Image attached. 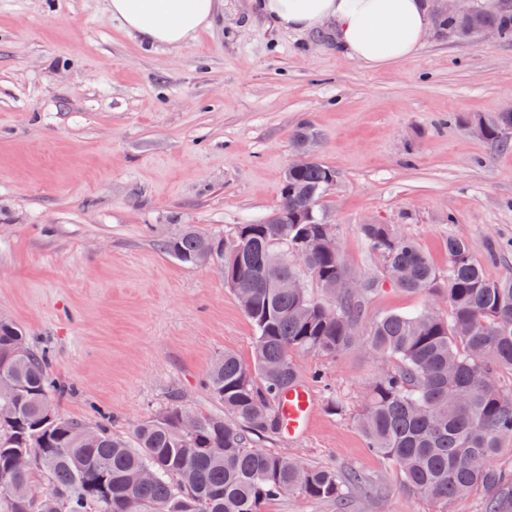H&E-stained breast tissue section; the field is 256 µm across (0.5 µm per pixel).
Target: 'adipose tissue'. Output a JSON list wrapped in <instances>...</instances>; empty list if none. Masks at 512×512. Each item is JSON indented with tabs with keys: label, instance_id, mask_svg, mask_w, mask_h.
Listing matches in <instances>:
<instances>
[{
	"label": "adipose tissue",
	"instance_id": "ef3b65f1",
	"mask_svg": "<svg viewBox=\"0 0 512 512\" xmlns=\"http://www.w3.org/2000/svg\"><path fill=\"white\" fill-rule=\"evenodd\" d=\"M216 0H110L108 10L150 45L180 47L207 28ZM274 27L329 29L358 63L378 69L413 56L434 21L430 0H260Z\"/></svg>",
	"mask_w": 512,
	"mask_h": 512
}]
</instances>
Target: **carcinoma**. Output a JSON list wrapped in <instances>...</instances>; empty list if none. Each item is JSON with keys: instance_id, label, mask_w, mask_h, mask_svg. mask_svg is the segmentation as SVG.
Returning <instances> with one entry per match:
<instances>
[{"instance_id": "carcinoma-1", "label": "carcinoma", "mask_w": 512, "mask_h": 512, "mask_svg": "<svg viewBox=\"0 0 512 512\" xmlns=\"http://www.w3.org/2000/svg\"><path fill=\"white\" fill-rule=\"evenodd\" d=\"M440 25L460 36L488 27L512 38V10L480 5ZM472 124L483 139L512 145V112L479 115ZM329 171L316 158L290 163L278 209L237 225L227 243L189 224L161 242L190 265L227 250L225 287L251 297L243 310L255 331L253 366L230 351L215 360L204 386L223 411L197 414L192 433L181 428L186 408L176 400L130 437L112 432L108 416L89 425L60 414L57 403L71 387L50 374L47 352L31 348L17 324L0 321V385L11 388L0 394V512H263L290 492L312 503H345L367 485L355 470L306 465L260 442L282 431L278 400L299 377L294 354L335 358L360 342L392 367L371 382L359 428L400 472L404 489L434 512H448V501L473 491L481 512H512V468L496 463L512 439V396L498 386L502 372L512 374V275L488 278L468 243L450 237L443 279L414 239L390 224H363L384 278L409 293L443 292L448 315L392 312L359 337L376 280L346 287L351 271L332 244L336 225L294 221L304 201L324 216ZM295 245L305 250L302 265L290 251ZM315 288L328 299L315 298ZM19 451L31 456L26 472L12 469ZM144 468L156 473L146 484L138 480ZM34 483L47 488L37 500L29 495Z\"/></svg>"}]
</instances>
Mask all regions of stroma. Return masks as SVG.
I'll use <instances>...</instances> for the list:
<instances>
[{
	"instance_id": "1",
	"label": "stroma",
	"mask_w": 512,
	"mask_h": 512,
	"mask_svg": "<svg viewBox=\"0 0 512 512\" xmlns=\"http://www.w3.org/2000/svg\"><path fill=\"white\" fill-rule=\"evenodd\" d=\"M511 107L512 39L437 28L415 56L370 70L325 34L270 25L256 0H218L178 48L140 42L107 0H0V319L71 386L63 415L109 411L128 435L173 399L216 410L205 376L227 351L251 365L254 328L211 267L160 242L182 224L227 236L274 212L305 126L335 175L322 206L342 259L379 280L361 332L390 312L447 313L443 295L384 280L361 227L393 225L443 274L458 237L488 278L512 275V148L470 131ZM294 363L323 376L317 420L263 448L369 477L375 493L347 512H431L358 428L380 360L356 347ZM330 389L346 416L327 413Z\"/></svg>"
}]
</instances>
